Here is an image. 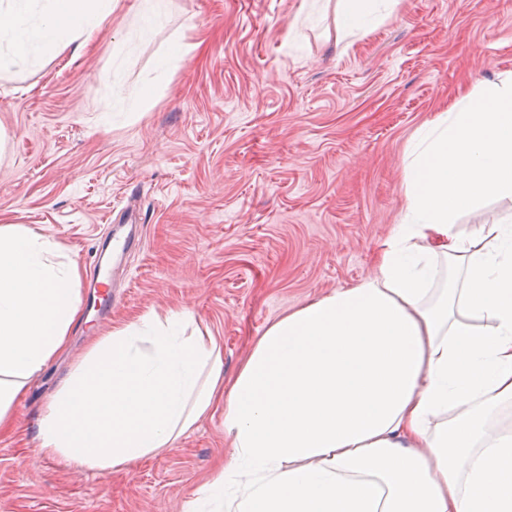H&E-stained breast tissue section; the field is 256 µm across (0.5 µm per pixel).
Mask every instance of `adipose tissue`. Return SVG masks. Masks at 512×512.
Masks as SVG:
<instances>
[{"instance_id":"adipose-tissue-1","label":"adipose tissue","mask_w":512,"mask_h":512,"mask_svg":"<svg viewBox=\"0 0 512 512\" xmlns=\"http://www.w3.org/2000/svg\"><path fill=\"white\" fill-rule=\"evenodd\" d=\"M398 0H336L338 38ZM116 0H0V75L90 40ZM406 205L376 272L272 323L232 383L192 312L113 327L52 397L40 450L62 468L111 472L172 447L215 408L249 492L226 512H512V225L472 235L457 215L512 197V84L481 85L412 137ZM57 243L0 224V434L28 382L64 350L83 310L77 264Z\"/></svg>"}]
</instances>
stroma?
<instances>
[{
	"mask_svg": "<svg viewBox=\"0 0 512 512\" xmlns=\"http://www.w3.org/2000/svg\"><path fill=\"white\" fill-rule=\"evenodd\" d=\"M302 0H118L88 45L0 76V224L76 263L84 319L13 407L0 512H185L229 459L216 410L174 448L110 473L39 452V421L90 343L191 311L232 379L266 327L374 273L405 206L415 131L481 81L512 78V0H399L337 40ZM512 218L486 198L463 233Z\"/></svg>",
	"mask_w": 512,
	"mask_h": 512,
	"instance_id": "stroma-1",
	"label": "stroma"
}]
</instances>
